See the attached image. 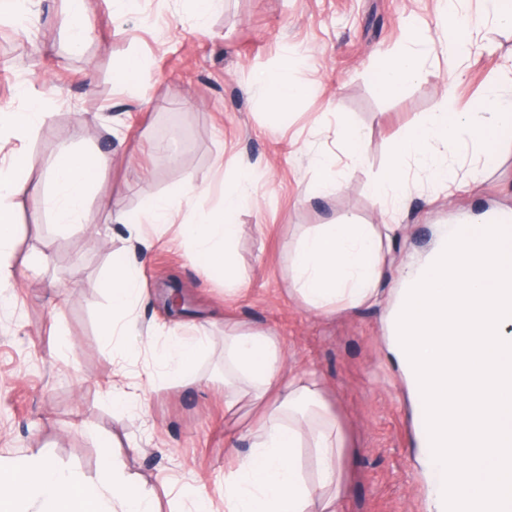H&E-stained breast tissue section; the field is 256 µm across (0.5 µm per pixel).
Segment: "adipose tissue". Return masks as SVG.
Returning a JSON list of instances; mask_svg holds the SVG:
<instances>
[{"instance_id": "1", "label": "adipose tissue", "mask_w": 512, "mask_h": 512, "mask_svg": "<svg viewBox=\"0 0 512 512\" xmlns=\"http://www.w3.org/2000/svg\"><path fill=\"white\" fill-rule=\"evenodd\" d=\"M449 59L472 47V23L449 7L438 32ZM283 61L259 78L267 102L275 108L309 93L294 81ZM424 74L414 51L389 53L377 74L386 94L399 92ZM44 102L29 99L24 109H0V135L18 141L35 133L47 119ZM512 126V98L489 85L480 105L455 112L438 105L428 119L397 142L393 162L376 184L393 204L408 196L406 160L456 186L447 162L449 145L462 138L483 144ZM111 154L62 147L49 170L51 192L29 185L24 154L12 153L0 164V295L8 296L15 272L9 262L19 226L11 198L29 195L50 210L56 223L71 226L88 220L86 198ZM252 193L248 182L225 190L216 210L184 207L181 199L160 196L144 214L130 217L102 203L127 228L131 241L141 227L177 226L190 250L224 272V286L238 282L229 275V254L236 232L232 217ZM400 231L388 224L343 220L318 225L292 251L290 280L306 308L316 314L347 312L361 306L383 308L386 355L399 365L407 389L427 420L420 462L429 473H445V486L431 484L428 512H477L496 501L512 512V304L501 295L512 283V233L489 225L473 231L458 228L456 239L438 233V247L420 261L394 263L390 243ZM136 261L114 263L104 282L111 305L101 315L104 337L126 336L151 344L148 330L134 315L139 299ZM205 336L176 334L162 356L167 376L187 378L208 347ZM224 360L244 381L250 410L234 429L247 436L251 451L236 458L224 474V512H344L347 469L346 437L326 406L319 374L304 368L284 372V353L276 337L238 331L224 339ZM446 437L447 447L436 445ZM313 456L315 475L304 468ZM0 512H158L153 492L127 476L111 457H103L95 478L58 468L47 449L21 458L0 456Z\"/></svg>"}]
</instances>
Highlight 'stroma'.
<instances>
[{"mask_svg": "<svg viewBox=\"0 0 512 512\" xmlns=\"http://www.w3.org/2000/svg\"><path fill=\"white\" fill-rule=\"evenodd\" d=\"M114 8L113 0H93L91 37L78 49L68 38L66 0H38L21 26L0 21V103L23 108L22 86L33 96L55 90L46 123L9 145L32 157L29 183L45 184L61 146L112 155L100 187L89 192V225L64 228L31 199L13 201L14 255L32 267L17 277L9 308L0 309V456L46 447L58 467L92 478L109 454L155 491L161 512H180L188 486L199 488L213 512H224L232 463L226 450H250L248 439H227L224 430V335L251 328L278 336L285 368L311 367L322 376L327 402L353 443L346 512H426V479L413 452L421 421L385 354L380 311L309 312L288 291L291 252L316 225L346 216L404 225L397 251L422 256L442 225L480 220L488 208L512 215V127L484 147H452L461 182L454 192L412 166L404 208L393 209L375 191L395 143L445 90L458 112L475 109L490 82L512 94V28L481 25L458 67L429 41L423 77L385 95L376 86L385 53L408 49V19L435 32L441 0H224L204 29L191 0H142L137 14L119 22ZM286 54L295 60L293 79L310 92L280 113L254 77L276 70ZM130 56L147 64L143 83L115 77ZM458 68L463 78L455 83ZM347 126L364 133L356 160L339 136ZM323 156L335 158L333 172L318 166ZM246 174L253 193L233 217L231 247L240 288L225 290L219 273H206L175 229L147 226L153 245L138 314L153 345L106 341L102 284L130 242L102 206V190L136 215L155 196L200 186L192 203L210 209ZM330 175L335 190L319 194ZM174 283L187 292L189 312L167 309ZM177 325L210 338L188 380L159 372ZM121 365L136 381L155 376L141 414L112 404Z\"/></svg>", "mask_w": 512, "mask_h": 512, "instance_id": "1", "label": "stroma"}]
</instances>
